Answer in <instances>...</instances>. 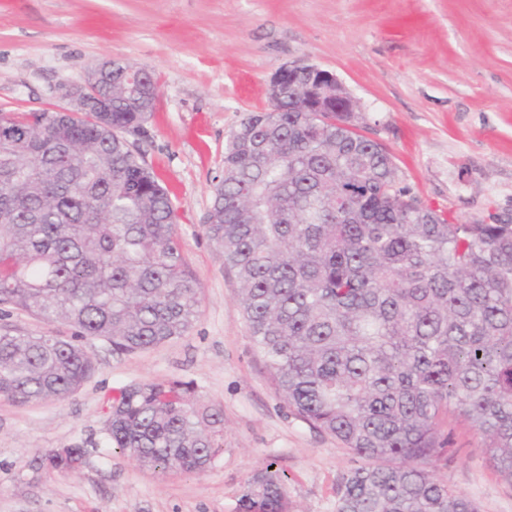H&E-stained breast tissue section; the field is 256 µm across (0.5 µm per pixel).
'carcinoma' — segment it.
Returning a JSON list of instances; mask_svg holds the SVG:
<instances>
[{
  "label": "carcinoma",
  "instance_id": "carcinoma-1",
  "mask_svg": "<svg viewBox=\"0 0 512 512\" xmlns=\"http://www.w3.org/2000/svg\"><path fill=\"white\" fill-rule=\"evenodd\" d=\"M308 77L268 90L229 132L204 229L290 411L366 463L336 512H480L437 476L443 416L481 437L512 484V223L450 220L406 187L350 112H309ZM112 111L0 113V306L68 339L0 332V399L72 396L94 374L80 341L134 354L200 316L168 190L124 137L158 103L153 73L112 77ZM114 448L165 474L224 452V414L191 382L125 386L109 405ZM84 449L47 457L77 470ZM241 512H292L284 477L248 481Z\"/></svg>",
  "mask_w": 512,
  "mask_h": 512
}]
</instances>
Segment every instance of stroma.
Listing matches in <instances>:
<instances>
[{"label":"stroma","instance_id":"1","mask_svg":"<svg viewBox=\"0 0 512 512\" xmlns=\"http://www.w3.org/2000/svg\"><path fill=\"white\" fill-rule=\"evenodd\" d=\"M110 59L158 78L157 109L127 140L170 191L201 315L136 354L84 341L96 371L67 399H0V512H238L270 463L295 512H336L338 480L361 460L276 394L204 231L226 136L267 106L277 68L315 64L357 100L355 124L422 200L464 221L512 218V0H0V112L59 110ZM173 379L224 411V452L206 471L160 474L108 443L113 389ZM445 430L453 454L439 475L482 512H512V483L481 436L454 417ZM73 445L87 450L78 471L46 466Z\"/></svg>","mask_w":512,"mask_h":512}]
</instances>
